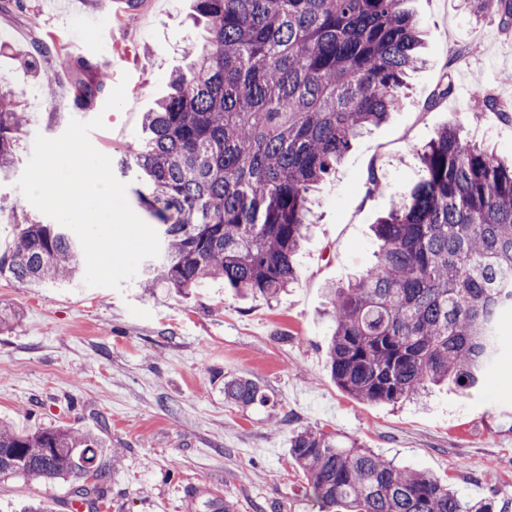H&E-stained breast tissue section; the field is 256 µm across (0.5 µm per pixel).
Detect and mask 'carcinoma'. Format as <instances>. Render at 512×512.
Here are the masks:
<instances>
[{
	"mask_svg": "<svg viewBox=\"0 0 512 512\" xmlns=\"http://www.w3.org/2000/svg\"><path fill=\"white\" fill-rule=\"evenodd\" d=\"M406 0H194L207 37L189 72L147 113L132 152L143 201L161 226L155 279L182 293L207 280L271 300L299 280L296 256L310 226L308 193L328 180L352 141L387 121L422 59ZM504 30L512 0H480ZM79 73L74 105L106 91L98 65ZM509 119L512 105L479 89ZM0 107V172L9 174L27 121ZM422 177L373 225L376 262L330 289L327 347L336 384L368 403L414 399L430 384L485 385L512 312V163L447 125L418 153ZM81 251L59 224H27L0 256V278L23 287L64 282ZM224 400L265 406L254 382L224 383ZM98 437L0 422V475L76 481L75 497L106 498ZM311 496L349 512H499L492 497L466 499L426 470L404 469L355 441L305 428L288 439Z\"/></svg>",
	"mask_w": 512,
	"mask_h": 512,
	"instance_id": "1",
	"label": "carcinoma"
}]
</instances>
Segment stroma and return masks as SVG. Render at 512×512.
<instances>
[{
  "label": "stroma",
  "instance_id": "35a3bbf8",
  "mask_svg": "<svg viewBox=\"0 0 512 512\" xmlns=\"http://www.w3.org/2000/svg\"><path fill=\"white\" fill-rule=\"evenodd\" d=\"M421 23L426 62L409 79L402 105L382 126L364 130L331 181L311 194L312 230L299 255L300 280L277 299H243L211 282L187 295L88 287L82 278L21 287L0 278V418L21 430L65 425L96 435L108 465L109 491L97 512H319L288 455L295 431L313 428L357 440L397 465L431 471L465 496L496 495L512 512V351L487 388L434 389L422 404H364L339 389L327 367L331 318L325 289L342 285L374 261L371 226L399 203L420 176L418 150L457 125L473 144L512 156V119L484 108L473 92L487 87L512 103V33L473 0H407ZM44 0H0V93L23 105L29 123L16 162L0 178V254L20 225L49 218L16 186L36 135L60 136L70 120L102 117L90 140L127 185L143 220L130 154L143 117L189 62L188 45L204 30L193 0H141L134 21L99 14L79 0L61 29L43 23ZM49 52H39L41 44ZM100 62L108 91L80 112L70 97L68 57ZM53 72L46 87L43 72ZM451 93L433 102L442 82ZM376 177L377 191L368 179ZM247 378L271 398L240 409L224 401V382ZM72 485L0 479V512L42 500L67 512Z\"/></svg>",
  "mask_w": 512,
  "mask_h": 512
}]
</instances>
